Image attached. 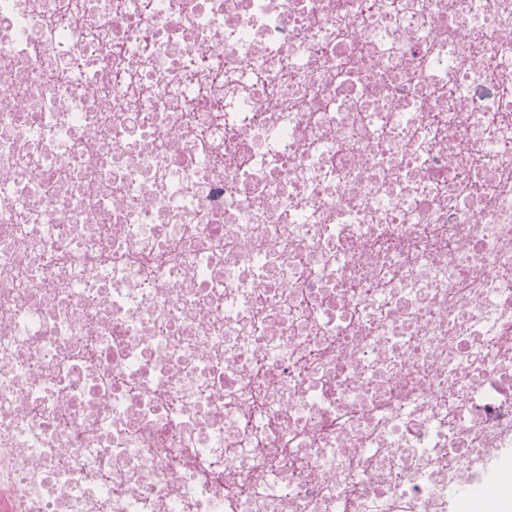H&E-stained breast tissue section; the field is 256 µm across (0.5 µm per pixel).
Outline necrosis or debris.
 I'll use <instances>...</instances> for the list:
<instances>
[{
	"mask_svg": "<svg viewBox=\"0 0 512 512\" xmlns=\"http://www.w3.org/2000/svg\"><path fill=\"white\" fill-rule=\"evenodd\" d=\"M0 512H512V0H0Z\"/></svg>",
	"mask_w": 512,
	"mask_h": 512,
	"instance_id": "1",
	"label": "necrosis or debris"
}]
</instances>
